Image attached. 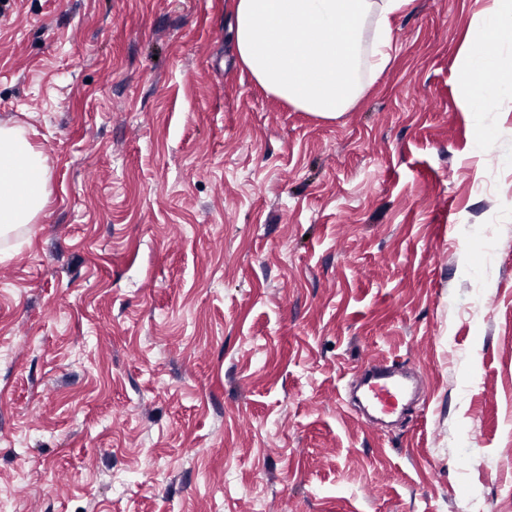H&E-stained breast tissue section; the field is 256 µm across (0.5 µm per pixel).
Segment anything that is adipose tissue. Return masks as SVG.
<instances>
[{
	"label": "adipose tissue",
	"mask_w": 512,
	"mask_h": 512,
	"mask_svg": "<svg viewBox=\"0 0 512 512\" xmlns=\"http://www.w3.org/2000/svg\"><path fill=\"white\" fill-rule=\"evenodd\" d=\"M412 0H233L232 39L241 63L270 93L334 119L348 112L392 58L391 20ZM462 43L459 83L476 119L512 103V0H492ZM0 239L34 223L48 196L42 151L23 128L0 124Z\"/></svg>",
	"instance_id": "adipose-tissue-1"
}]
</instances>
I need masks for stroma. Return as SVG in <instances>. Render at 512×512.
Wrapping results in <instances>:
<instances>
[{"instance_id": "obj_1", "label": "stroma", "mask_w": 512, "mask_h": 512, "mask_svg": "<svg viewBox=\"0 0 512 512\" xmlns=\"http://www.w3.org/2000/svg\"><path fill=\"white\" fill-rule=\"evenodd\" d=\"M413 0L324 119L239 63L232 0H0V122L48 199L0 260V512H512V105ZM425 391L369 426V359Z\"/></svg>"}]
</instances>
